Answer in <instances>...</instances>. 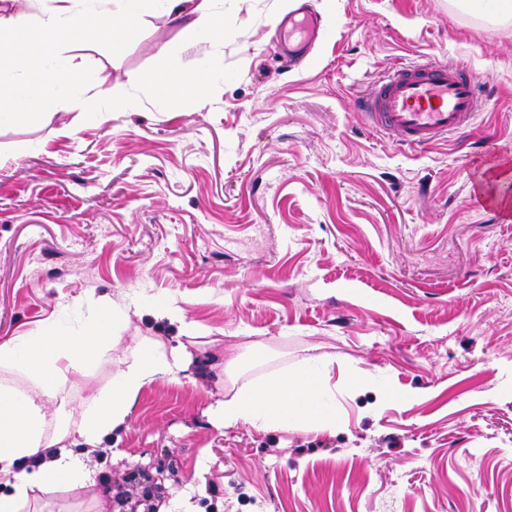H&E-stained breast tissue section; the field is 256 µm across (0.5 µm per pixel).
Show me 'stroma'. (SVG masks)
Listing matches in <instances>:
<instances>
[{
  "label": "stroma",
  "mask_w": 512,
  "mask_h": 512,
  "mask_svg": "<svg viewBox=\"0 0 512 512\" xmlns=\"http://www.w3.org/2000/svg\"><path fill=\"white\" fill-rule=\"evenodd\" d=\"M329 32L301 68L278 53V0H224V40L170 52L182 19L148 0L137 36L89 58L112 104L44 102L0 126V341L75 328L110 299L123 342L199 334L197 383L157 379L91 486L23 512H107L139 463L163 470V512H512V24L452 0H312ZM471 70L485 102L468 130L414 150L354 105L394 63ZM223 80L158 100L137 74ZM246 377L325 365L335 430L215 422L224 362ZM92 386L48 415L67 422Z\"/></svg>",
  "instance_id": "obj_1"
}]
</instances>
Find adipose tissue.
<instances>
[{"mask_svg":"<svg viewBox=\"0 0 512 512\" xmlns=\"http://www.w3.org/2000/svg\"><path fill=\"white\" fill-rule=\"evenodd\" d=\"M35 23L22 21L15 5L0 0V125L18 119L21 101L13 94V75L42 89L49 102L79 92L105 98L102 83L88 61L64 55L68 44L108 45L121 51L140 24L143 0H120L115 10L79 13L74 0H51ZM215 0H164L168 14L187 16L180 30V48L223 39L215 19ZM223 67L204 73L145 75L161 99L181 95L193 99ZM115 311L100 301L92 319L68 332L43 326L21 339L0 343V477H12V491L0 494V512H22L32 492L53 496L60 488L87 487L90 475L69 450L71 435L84 446L99 447L114 429L124 425L141 393L160 378L178 383L192 379L197 363L184 344L166 346L149 337L123 346L114 330ZM120 350L116 370L80 409L72 426H60L48 415V405L66 385L88 383L92 368L108 353ZM237 358L225 363L228 394L214 415L223 426L248 424L259 430L311 427L332 430L336 413L323 394L321 371L282 372L261 383L240 381Z\"/></svg>","mask_w":512,"mask_h":512,"instance_id":"1","label":"adipose tissue"}]
</instances>
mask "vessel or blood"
I'll list each match as a JSON object with an SVG mask.
<instances>
[{
    "label": "vessel or blood",
    "instance_id": "obj_1",
    "mask_svg": "<svg viewBox=\"0 0 512 512\" xmlns=\"http://www.w3.org/2000/svg\"><path fill=\"white\" fill-rule=\"evenodd\" d=\"M280 50L291 61L307 57L324 35L319 15L300 6L279 25ZM478 83L460 66L431 59L399 62L381 73L358 106L371 124L397 142L427 148L465 130L480 104Z\"/></svg>",
    "mask_w": 512,
    "mask_h": 512
}]
</instances>
